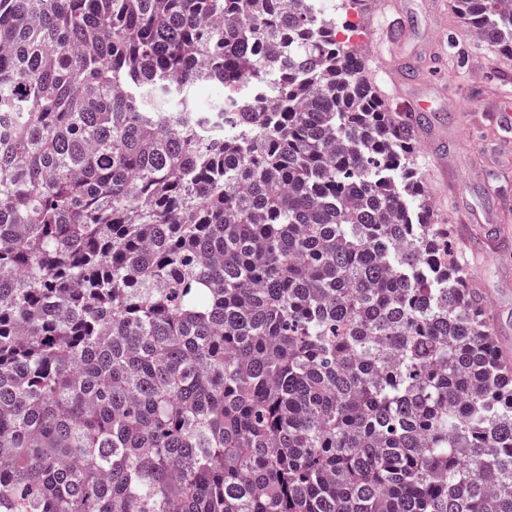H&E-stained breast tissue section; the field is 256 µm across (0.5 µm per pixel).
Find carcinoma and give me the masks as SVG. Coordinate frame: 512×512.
I'll use <instances>...</instances> for the list:
<instances>
[{"label": "carcinoma", "instance_id": "carcinoma-1", "mask_svg": "<svg viewBox=\"0 0 512 512\" xmlns=\"http://www.w3.org/2000/svg\"><path fill=\"white\" fill-rule=\"evenodd\" d=\"M354 37L0 0V512H512V369Z\"/></svg>", "mask_w": 512, "mask_h": 512}]
</instances>
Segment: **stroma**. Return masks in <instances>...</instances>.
Segmentation results:
<instances>
[{"label": "stroma", "mask_w": 512, "mask_h": 512, "mask_svg": "<svg viewBox=\"0 0 512 512\" xmlns=\"http://www.w3.org/2000/svg\"><path fill=\"white\" fill-rule=\"evenodd\" d=\"M373 85L399 112L428 102L417 163L512 360V58L471 38L449 0H371L355 38Z\"/></svg>", "instance_id": "obj_1"}]
</instances>
